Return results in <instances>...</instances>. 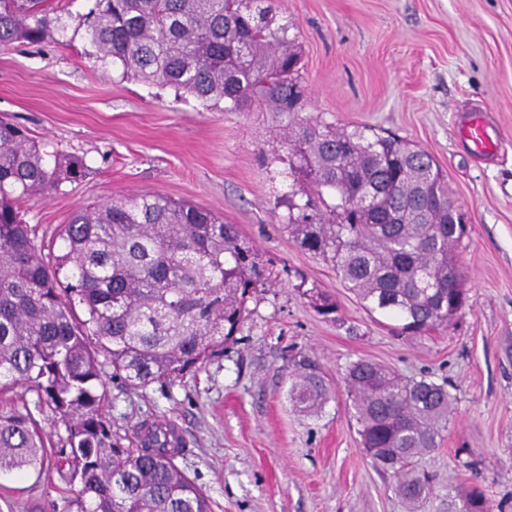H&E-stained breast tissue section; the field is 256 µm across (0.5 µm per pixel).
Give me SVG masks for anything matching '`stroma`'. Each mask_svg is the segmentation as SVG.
Segmentation results:
<instances>
[{"label":"stroma","instance_id":"1","mask_svg":"<svg viewBox=\"0 0 512 512\" xmlns=\"http://www.w3.org/2000/svg\"><path fill=\"white\" fill-rule=\"evenodd\" d=\"M93 0H71L56 40L0 50V118L25 127L48 155H74L85 178L28 198L27 224L53 232L84 206L142 191L210 208L241 232L272 271L232 348L182 377L136 389L107 380L110 432L177 423V463L212 512H408L392 475L360 445L345 385L358 359L447 383L448 429L420 463L433 491L418 512H448L479 487L512 512V0H274L302 52L304 116L369 126L426 151L448 182L466 234L457 246L467 301L450 327L396 335L372 321L329 261L303 250L281 222L291 190L278 119L203 107L173 88L103 70L75 36ZM484 113L497 153L469 149L461 117ZM331 295L338 321L296 289ZM317 364L329 388L305 413L289 399L297 363ZM57 475L0 473V512H63Z\"/></svg>","mask_w":512,"mask_h":512}]
</instances>
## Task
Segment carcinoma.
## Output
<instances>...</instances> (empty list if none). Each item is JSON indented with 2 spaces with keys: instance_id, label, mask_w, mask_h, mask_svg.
<instances>
[{
  "instance_id": "obj_1",
  "label": "carcinoma",
  "mask_w": 512,
  "mask_h": 512,
  "mask_svg": "<svg viewBox=\"0 0 512 512\" xmlns=\"http://www.w3.org/2000/svg\"><path fill=\"white\" fill-rule=\"evenodd\" d=\"M266 2L94 0L84 54L206 107L277 114L287 144L279 160L300 183L282 221L300 247L330 259L365 308L402 321L403 332L448 325L465 303L448 183L426 152L395 135L301 117L297 40ZM63 12L59 0H0V49L53 38L65 30ZM85 176L82 159L50 163L26 130L0 120V395L33 392L37 407L64 423L57 472L79 484L67 512H211L176 464L181 448L169 445L167 428H143L135 449L112 438L101 417L105 381L144 388L234 345L265 265L238 225L153 192L82 208L54 237H38L20 202ZM305 285L297 290L319 314L337 313L334 300ZM345 382L366 455L398 477L402 498L420 501L430 485L414 463L448 426L447 383L366 359L350 363ZM326 394L312 363L289 390L310 410ZM47 459L29 417L0 416V473L39 472ZM457 498L455 512H492L476 488Z\"/></svg>"
}]
</instances>
